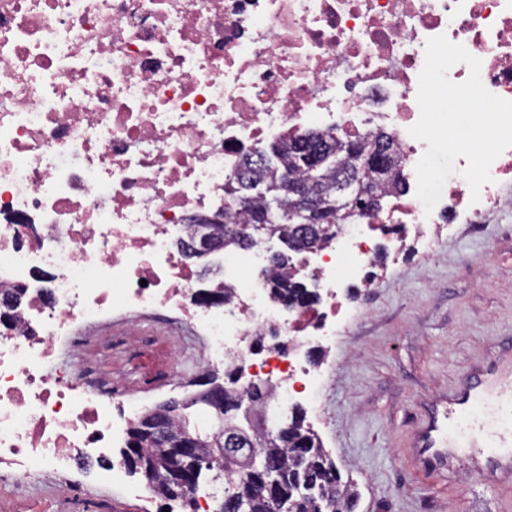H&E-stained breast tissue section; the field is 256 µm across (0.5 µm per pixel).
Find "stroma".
Here are the masks:
<instances>
[{
	"instance_id": "35a3bbf8",
	"label": "stroma",
	"mask_w": 512,
	"mask_h": 512,
	"mask_svg": "<svg viewBox=\"0 0 512 512\" xmlns=\"http://www.w3.org/2000/svg\"><path fill=\"white\" fill-rule=\"evenodd\" d=\"M357 311L321 361L326 381L322 440L343 478L360 493L355 512H512V472L493 469L471 449L452 448L425 470L416 434L427 411L447 403L474 369L512 346V211L459 225L429 254L409 242L387 260L373 288L348 291ZM134 355L105 352L86 361L84 376L126 375L130 388L157 389L156 403L174 397L169 383L198 390L196 348L183 347L166 323L136 324ZM84 494L96 512H180L181 502L147 503L91 484ZM0 512H76L55 483L26 490L0 485Z\"/></svg>"
}]
</instances>
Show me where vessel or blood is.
Masks as SVG:
<instances>
[{
	"instance_id": "vessel-or-blood-1",
	"label": "vessel or blood",
	"mask_w": 512,
	"mask_h": 512,
	"mask_svg": "<svg viewBox=\"0 0 512 512\" xmlns=\"http://www.w3.org/2000/svg\"><path fill=\"white\" fill-rule=\"evenodd\" d=\"M512 447V378H468L453 407L434 411L420 434L423 463L442 460L445 447Z\"/></svg>"
}]
</instances>
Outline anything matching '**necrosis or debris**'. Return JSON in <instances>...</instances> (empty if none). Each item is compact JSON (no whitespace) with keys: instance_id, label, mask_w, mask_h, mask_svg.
I'll return each instance as SVG.
<instances>
[{"instance_id":"necrosis-or-debris-1","label":"necrosis or debris","mask_w":512,"mask_h":512,"mask_svg":"<svg viewBox=\"0 0 512 512\" xmlns=\"http://www.w3.org/2000/svg\"><path fill=\"white\" fill-rule=\"evenodd\" d=\"M480 59L484 86L512 101V0H0V296L24 303L0 330V481L39 470L143 498L119 454L138 391L79 369L138 343L130 319L171 311L205 343L207 368L270 385L267 423L324 385L302 348H323L351 315L341 288H369L375 232L428 242L512 209V147L472 196L449 179L433 211L416 195L425 142L418 77L429 38ZM316 130L392 136L410 172L374 217L298 254L317 300L274 298L257 252L220 250L211 278L179 250L190 215H237L224 187L245 155Z\"/></svg>"}]
</instances>
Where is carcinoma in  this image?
<instances>
[{
	"label": "carcinoma",
	"instance_id": "carcinoma-1",
	"mask_svg": "<svg viewBox=\"0 0 512 512\" xmlns=\"http://www.w3.org/2000/svg\"><path fill=\"white\" fill-rule=\"evenodd\" d=\"M305 136L312 141L310 149L315 161L309 163L300 159L296 153L298 136L295 135L280 147L247 157L236 171L238 178L229 183L230 192L244 193L253 184L274 186L283 173L288 172L296 180L309 184L311 195L317 203L323 204L335 199L340 188L341 177L345 174L340 160L352 152L371 153L381 144L387 145L390 150L385 168L367 170L352 184L347 197L340 202V222L352 223L361 202L379 210L384 188L404 189V176L390 135L376 131L358 140L307 131ZM295 207L293 200L286 196L281 197L274 208L258 197L248 209L250 224L259 230L265 229L279 235L284 242L298 250L316 248L328 241L329 236L320 232V225L305 223V218L295 212ZM237 227V223L224 217L222 247L246 250L252 246V239L237 232ZM289 262L286 253L271 260L275 269L274 291L285 304L288 299L298 295L297 281L283 272ZM226 378L228 384L224 385L210 374L207 389L200 392L196 400L172 406L165 403L157 408V412H148L139 418L129 430L123 452L128 467L142 474L148 483L157 486L162 498H177L168 468L169 451L145 431L148 421L164 416L173 428L195 437L196 452L184 463L185 471L193 476L194 482H199L203 472L214 469L232 476L225 491L224 512H232L233 505L239 503L243 504L245 512H273L272 498L265 487L266 476L274 480L279 492L288 500L289 512H352V508L357 506L358 494L352 489L351 481L342 480L340 471L325 452L323 442L315 432L304 426L302 416L294 415L288 424V433L275 435L256 413L241 412L240 396L231 389L233 374H226ZM218 393L224 395V408L221 411L224 434H201L190 428L187 410L198 404L212 406V396ZM254 442L262 446L268 462L266 475L260 474L248 480L242 470L224 467L219 448H227L231 443L240 448H250Z\"/></svg>",
	"mask_w": 512,
	"mask_h": 512
}]
</instances>
